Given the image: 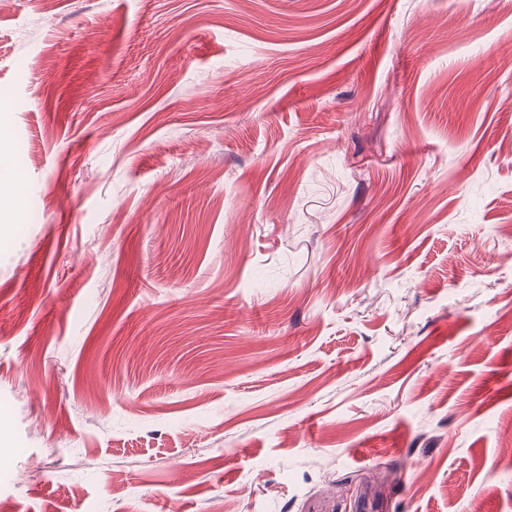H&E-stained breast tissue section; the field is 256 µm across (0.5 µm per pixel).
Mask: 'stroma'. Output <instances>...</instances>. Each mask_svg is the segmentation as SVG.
I'll return each instance as SVG.
<instances>
[{"label":"stroma","mask_w":512,"mask_h":512,"mask_svg":"<svg viewBox=\"0 0 512 512\" xmlns=\"http://www.w3.org/2000/svg\"><path fill=\"white\" fill-rule=\"evenodd\" d=\"M0 512H512L507 0H0Z\"/></svg>","instance_id":"stroma-1"}]
</instances>
